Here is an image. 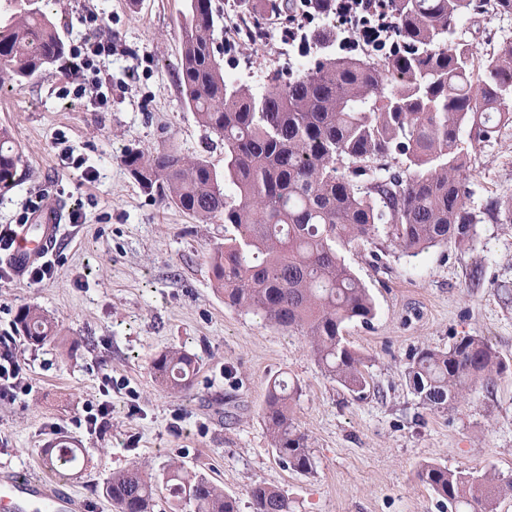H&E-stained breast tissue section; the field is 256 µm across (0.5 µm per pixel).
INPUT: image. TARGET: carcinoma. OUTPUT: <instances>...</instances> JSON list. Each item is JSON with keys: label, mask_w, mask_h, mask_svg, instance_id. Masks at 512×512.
<instances>
[{"label": "carcinoma", "mask_w": 512, "mask_h": 512, "mask_svg": "<svg viewBox=\"0 0 512 512\" xmlns=\"http://www.w3.org/2000/svg\"><path fill=\"white\" fill-rule=\"evenodd\" d=\"M392 48L373 56L336 50L334 29L303 33L313 49L284 80L278 74L258 94L225 78L217 58L211 0H190L181 30L177 81L197 121L224 141V173L205 158L173 149L129 153L124 163L141 187L202 221L233 226L208 263L224 304L308 338L324 372L353 393L368 380L364 359L343 342L345 324L369 323L373 298L345 264L342 252L383 236L410 256L449 241L470 246L478 215L467 206L478 148L512 124V43L478 57L457 43L454 29L472 18L473 0H391ZM278 17L298 14L296 0H265ZM237 35L256 42L260 28L240 15ZM57 26L24 4L0 23V85L49 75L68 61ZM23 153L12 130L0 126V193L16 185ZM486 213L512 224V202L491 200ZM16 334L41 346L59 335L37 306L20 310ZM158 386L189 396L197 359L178 349L151 366ZM508 365L480 336L460 337L446 350H417L406 378L411 393L444 412L478 384L489 385ZM283 379L267 385L262 420L279 461L313 472L308 438L295 423L294 396ZM58 472L88 460L66 439L47 450ZM418 479L452 512H495L512 496V479L479 477L426 464ZM192 512H240L239 500L206 475L170 464L162 481ZM156 476L135 462L112 473L103 488L114 512H153ZM251 512H292L281 489L255 483Z\"/></svg>", "instance_id": "obj_1"}]
</instances>
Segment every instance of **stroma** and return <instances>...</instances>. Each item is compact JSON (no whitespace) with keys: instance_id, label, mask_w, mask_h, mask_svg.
<instances>
[{"instance_id":"obj_1","label":"stroma","mask_w":512,"mask_h":512,"mask_svg":"<svg viewBox=\"0 0 512 512\" xmlns=\"http://www.w3.org/2000/svg\"><path fill=\"white\" fill-rule=\"evenodd\" d=\"M66 43L88 36L82 18L109 16L101 30L112 54L101 60L112 86L107 109L62 96L67 67L0 87V125L23 151L16 187L0 195V226L19 224L30 199L79 209L68 245L53 256L56 276L40 284L0 283V333L37 306L55 319L57 340L20 342L27 394L0 402V468L42 477L44 448L65 435L91 462L64 487L91 512H112L103 487L113 472L142 462L161 473L183 461L245 501L250 485L284 490L293 512H447L417 477L435 463L477 476L512 478V372L445 412L425 408L405 371L416 350L448 349L465 335L485 338L512 361V224H480L471 246L439 245L415 257L392 246L350 248L343 257L376 304L370 324L348 323L346 344L366 361L369 384L355 394L325 374L300 334L228 307L212 286L206 255L233 231L202 223L146 193L123 159L169 148L224 166V144L200 126L177 85L180 27L189 0H38ZM216 45L233 80L249 85L291 65L276 38L253 43L231 25L240 0H212ZM97 171L86 181L65 154ZM512 200V125L483 148L468 206ZM178 348L199 372L190 398L160 389L153 359ZM134 388L112 394V426L88 434L80 421L102 399V378ZM284 375L302 392L293 410L315 468L283 467L261 418L269 380Z\"/></svg>"}]
</instances>
